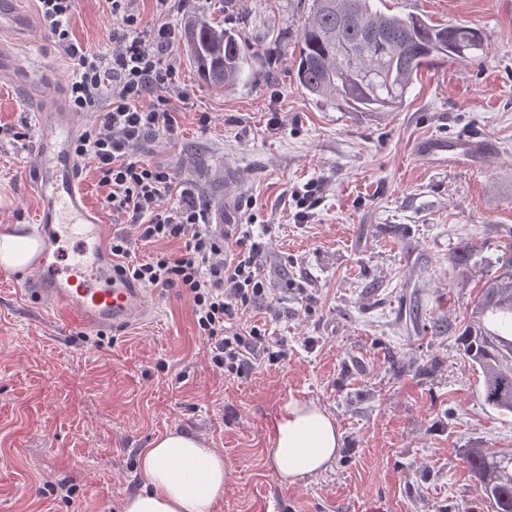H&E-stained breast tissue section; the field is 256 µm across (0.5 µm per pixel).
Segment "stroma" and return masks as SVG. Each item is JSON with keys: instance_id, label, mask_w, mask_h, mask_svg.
<instances>
[{"instance_id": "1", "label": "stroma", "mask_w": 512, "mask_h": 512, "mask_svg": "<svg viewBox=\"0 0 512 512\" xmlns=\"http://www.w3.org/2000/svg\"><path fill=\"white\" fill-rule=\"evenodd\" d=\"M310 3L252 0L248 14L226 15L256 53L232 91L203 83L175 44L188 93L179 127L135 152L210 207L232 182L266 288L235 322L257 326L278 357L240 376L213 367L176 288L150 290L146 318L96 332L0 276V512H120L146 487L141 453L173 430L223 454L220 512H491L465 451H512V417L482 402L458 338L512 240V0H388L486 41L478 59L431 61L399 108L378 113L339 111L295 84ZM70 30L83 48L111 46L101 0H76ZM22 50L69 85L73 61L42 22ZM33 132L27 102L0 77V225L24 236ZM461 134L490 153L457 170L413 153L419 138ZM466 245L478 263L461 270L451 257ZM405 307L447 333L406 331ZM289 401L329 412L341 447L326 471L287 488L268 449Z\"/></svg>"}]
</instances>
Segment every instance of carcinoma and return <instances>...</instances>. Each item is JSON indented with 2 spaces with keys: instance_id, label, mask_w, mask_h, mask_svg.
I'll return each instance as SVG.
<instances>
[{
  "instance_id": "obj_1",
  "label": "carcinoma",
  "mask_w": 512,
  "mask_h": 512,
  "mask_svg": "<svg viewBox=\"0 0 512 512\" xmlns=\"http://www.w3.org/2000/svg\"><path fill=\"white\" fill-rule=\"evenodd\" d=\"M180 40L201 80L226 90L246 83L249 54L237 28L208 12H190ZM483 50L479 30L390 13L385 0H312L298 40L294 80L308 96L339 110L387 112L432 60L474 59ZM503 250L505 260L474 300L461 343L479 373L484 403L512 415V241ZM476 256L466 245L453 261L466 269ZM466 457L493 512H512V453L468 448Z\"/></svg>"
}]
</instances>
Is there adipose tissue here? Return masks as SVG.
Listing matches in <instances>:
<instances>
[{
  "mask_svg": "<svg viewBox=\"0 0 512 512\" xmlns=\"http://www.w3.org/2000/svg\"><path fill=\"white\" fill-rule=\"evenodd\" d=\"M340 435L334 418L309 403H286L274 423L269 466L278 482L293 486L326 470ZM148 487L125 497L121 512H218L224 497V458L200 437L172 431L139 458Z\"/></svg>",
  "mask_w": 512,
  "mask_h": 512,
  "instance_id": "obj_1",
  "label": "adipose tissue"
}]
</instances>
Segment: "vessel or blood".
<instances>
[{
	"label": "vessel or blood",
	"mask_w": 512,
	"mask_h": 512,
	"mask_svg": "<svg viewBox=\"0 0 512 512\" xmlns=\"http://www.w3.org/2000/svg\"><path fill=\"white\" fill-rule=\"evenodd\" d=\"M29 30L30 20L19 0H0V75L23 83L34 103L37 125L35 166L28 181L38 200L35 228L40 246L21 281L23 290L93 331L130 325L149 313L148 291L112 271L110 228L81 185L73 150L81 126L47 72L28 65L21 54L19 43ZM488 149V142L477 136H433L419 139L414 154L427 164L455 168ZM64 229L78 236L82 247L60 267L48 263L47 257L56 250Z\"/></svg>",
	"instance_id": "b4317fda"
}]
</instances>
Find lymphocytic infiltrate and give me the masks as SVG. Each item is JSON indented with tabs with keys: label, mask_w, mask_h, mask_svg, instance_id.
I'll return each mask as SVG.
<instances>
[{
	"label": "lymphocytic infiltrate",
	"mask_w": 512,
	"mask_h": 512,
	"mask_svg": "<svg viewBox=\"0 0 512 512\" xmlns=\"http://www.w3.org/2000/svg\"><path fill=\"white\" fill-rule=\"evenodd\" d=\"M42 22L72 60L73 111L98 110L74 153L91 161L113 213L129 217L133 232L112 236V263L118 275L144 288H177L192 299L197 325L212 364L226 372H248L266 339L257 327L232 328L239 311L264 291L254 245L248 236L222 242L206 223V210L192 191L177 187L162 167L140 162L135 150L152 134L174 132L179 102L188 98L177 83L172 55L177 34L167 20L173 0H154L156 19L143 22L136 0H105L114 21L112 51L103 56L75 46L70 18L75 0H37ZM179 239L178 254L132 255L134 240Z\"/></svg>",
	"instance_id": "1"
}]
</instances>
